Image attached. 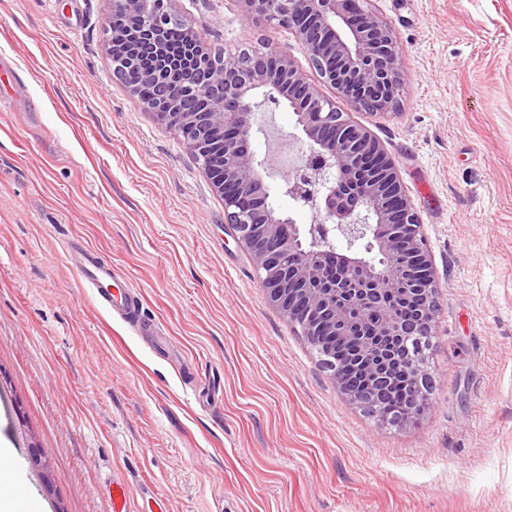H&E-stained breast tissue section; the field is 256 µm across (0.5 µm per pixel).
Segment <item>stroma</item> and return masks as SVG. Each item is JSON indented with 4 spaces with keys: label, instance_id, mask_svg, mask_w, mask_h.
<instances>
[{
    "label": "stroma",
    "instance_id": "stroma-1",
    "mask_svg": "<svg viewBox=\"0 0 512 512\" xmlns=\"http://www.w3.org/2000/svg\"><path fill=\"white\" fill-rule=\"evenodd\" d=\"M406 82L354 113L424 224L438 314L431 403L385 426L337 389L259 285L224 203L178 137L113 79L112 0H0V438L40 512H512V0H374ZM216 50L288 30L237 0H174ZM251 148L275 209L307 139L260 103ZM94 247L157 345L83 285ZM36 442L51 492L27 460Z\"/></svg>",
    "mask_w": 512,
    "mask_h": 512
}]
</instances>
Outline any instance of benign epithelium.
<instances>
[{"label":"benign epithelium","instance_id":"7a95c632","mask_svg":"<svg viewBox=\"0 0 512 512\" xmlns=\"http://www.w3.org/2000/svg\"><path fill=\"white\" fill-rule=\"evenodd\" d=\"M170 2L112 0L106 30L113 76L133 95L143 81L157 85L160 94L148 107L200 165L269 302L323 357L339 391L381 423L421 415L429 405L424 351L437 312L436 279L420 214L395 160L272 43L223 54L188 25L192 60L204 76L171 90L180 61L165 54L163 37L180 18ZM236 2L245 18L290 30L352 109L382 113L395 104L405 83L401 49L372 0ZM143 45L157 51L148 70L140 66ZM260 90L276 104L288 102L308 141L309 153L288 174L287 193L320 216L307 230L313 246L270 204L262 162L251 149ZM217 128L224 130L222 143L212 136ZM333 235L346 242L345 252L336 251ZM363 245L372 257L361 255ZM336 336L354 353L347 376L337 374L327 343ZM394 362L412 382L407 410L387 403Z\"/></svg>","mask_w":512,"mask_h":512}]
</instances>
